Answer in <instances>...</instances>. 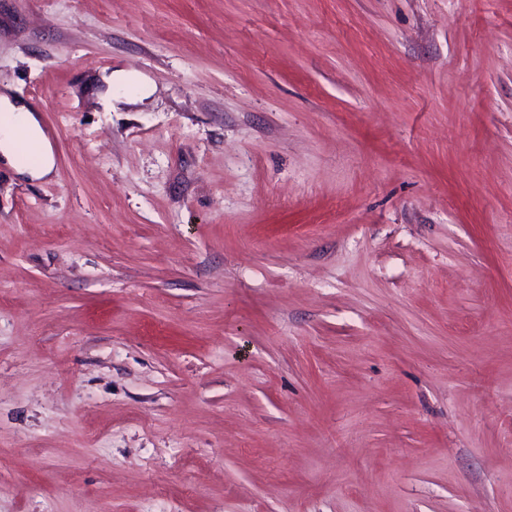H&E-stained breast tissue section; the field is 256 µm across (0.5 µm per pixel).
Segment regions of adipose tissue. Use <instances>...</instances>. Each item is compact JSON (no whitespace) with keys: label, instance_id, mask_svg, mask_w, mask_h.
I'll return each instance as SVG.
<instances>
[{"label":"adipose tissue","instance_id":"adipose-tissue-1","mask_svg":"<svg viewBox=\"0 0 512 512\" xmlns=\"http://www.w3.org/2000/svg\"><path fill=\"white\" fill-rule=\"evenodd\" d=\"M0 162L32 180L49 176L54 168L38 112L7 86L0 88Z\"/></svg>","mask_w":512,"mask_h":512}]
</instances>
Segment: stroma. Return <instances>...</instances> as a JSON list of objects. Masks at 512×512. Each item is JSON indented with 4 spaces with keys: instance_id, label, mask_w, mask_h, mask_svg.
Returning <instances> with one entry per match:
<instances>
[{
    "instance_id": "35a3bbf8",
    "label": "stroma",
    "mask_w": 512,
    "mask_h": 512,
    "mask_svg": "<svg viewBox=\"0 0 512 512\" xmlns=\"http://www.w3.org/2000/svg\"><path fill=\"white\" fill-rule=\"evenodd\" d=\"M4 85L0 512H512V0H0ZM0 112V162L31 181L49 176L54 168V155L44 136L38 112L17 98L9 86L0 89ZM22 143H27L34 150L35 163L20 159Z\"/></svg>"
}]
</instances>
